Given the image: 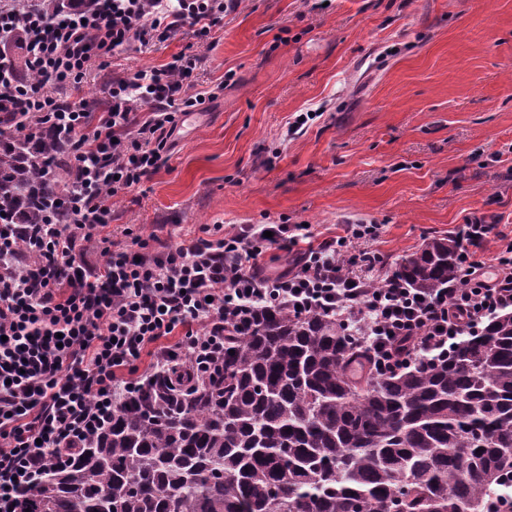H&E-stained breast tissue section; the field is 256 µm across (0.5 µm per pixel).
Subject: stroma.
Here are the masks:
<instances>
[{
  "label": "stroma",
  "instance_id": "35a3bbf8",
  "mask_svg": "<svg viewBox=\"0 0 512 512\" xmlns=\"http://www.w3.org/2000/svg\"><path fill=\"white\" fill-rule=\"evenodd\" d=\"M182 51L201 58L195 92L218 96L113 198L114 242L284 217L318 243L359 218L391 272L474 215L497 220L485 258L512 241V0H240L207 41L185 27L95 59L80 95L106 102L112 78ZM301 112L314 118L291 132Z\"/></svg>",
  "mask_w": 512,
  "mask_h": 512
}]
</instances>
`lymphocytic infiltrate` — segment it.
<instances>
[{
    "label": "lymphocytic infiltrate",
    "mask_w": 512,
    "mask_h": 512,
    "mask_svg": "<svg viewBox=\"0 0 512 512\" xmlns=\"http://www.w3.org/2000/svg\"><path fill=\"white\" fill-rule=\"evenodd\" d=\"M238 0H96L94 8L49 20L0 10V43L21 33L27 66L18 83L0 53V112L17 131L68 133L75 170L67 224H12L0 217V512L53 462L54 452L84 441L106 422L121 395L144 379L145 351L174 362L219 358L224 338L250 332L266 310L316 311L349 328L372 373L399 372L439 352L464 329L512 309V243L484 261L494 225L463 224L460 276L432 293L383 272L367 242L375 224L346 225L311 246L300 224H244L224 236L196 237L164 251L134 237L114 249L112 197L140 185L168 161L181 115L206 101L193 93L198 56L178 53L161 67L113 79L97 116L73 93L92 59L167 39L191 24L198 37L234 12ZM106 261L84 262L89 245ZM299 249L288 271L259 273L271 247ZM21 254L24 273L7 259Z\"/></svg>",
    "instance_id": "lymphocytic-infiltrate-1"
}]
</instances>
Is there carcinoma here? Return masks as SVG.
I'll return each instance as SVG.
<instances>
[{
    "label": "carcinoma",
    "mask_w": 512,
    "mask_h": 512,
    "mask_svg": "<svg viewBox=\"0 0 512 512\" xmlns=\"http://www.w3.org/2000/svg\"><path fill=\"white\" fill-rule=\"evenodd\" d=\"M91 2L11 0L49 20ZM70 172L56 130L0 139V212L68 223ZM460 248L427 238L399 275L444 288ZM359 359L335 319L268 312L212 373L156 365L18 512H485L512 493V313L396 375L357 380Z\"/></svg>",
    "instance_id": "carcinoma-1"
}]
</instances>
